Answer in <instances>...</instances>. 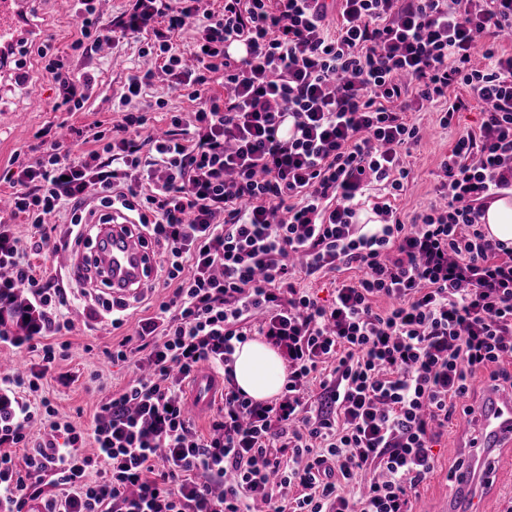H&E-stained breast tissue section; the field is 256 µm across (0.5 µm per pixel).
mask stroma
Segmentation results:
<instances>
[{
  "label": "stroma",
  "mask_w": 512,
  "mask_h": 512,
  "mask_svg": "<svg viewBox=\"0 0 512 512\" xmlns=\"http://www.w3.org/2000/svg\"><path fill=\"white\" fill-rule=\"evenodd\" d=\"M34 22L51 33V40L60 51H69L76 30L65 10L64 0H38ZM140 45L128 41L115 52L85 56V66L100 71L102 84L95 98L79 112L56 108L53 84L38 69L36 53H29L26 72L28 81L21 87L0 90V174L10 168L14 158L31 159L36 144L35 134L44 127L91 126L100 122L111 125L112 102L128 75L142 67ZM479 108L458 115L451 127H442L437 108L409 113L422 139L409 159L408 189L399 203L405 219L428 210L438 200L439 166L459 133L476 128L480 122ZM174 284L160 279L149 280L140 300L131 302L123 326L112 328L110 322L76 320L65 341L66 349L57 357L53 369L44 380L42 394L59 417L78 429L90 430L99 400L107 394L124 389L135 378L132 363L114 362L107 353L113 344L131 335L142 318L153 315L159 304L169 300ZM472 424L462 411H455L434 448L435 468L419 486L413 500L414 512H442L448 496V477L465 461L462 448Z\"/></svg>",
  "instance_id": "1"
}]
</instances>
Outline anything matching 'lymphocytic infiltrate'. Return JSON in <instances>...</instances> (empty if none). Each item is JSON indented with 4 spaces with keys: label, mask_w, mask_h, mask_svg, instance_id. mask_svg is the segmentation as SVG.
Segmentation results:
<instances>
[{
    "label": "lymphocytic infiltrate",
    "mask_w": 512,
    "mask_h": 512,
    "mask_svg": "<svg viewBox=\"0 0 512 512\" xmlns=\"http://www.w3.org/2000/svg\"><path fill=\"white\" fill-rule=\"evenodd\" d=\"M200 3L132 0L110 25L98 0H67L73 53L141 38L153 65L128 77L112 127L71 128L79 154L44 139L10 173L12 212L39 238L0 220V343L40 363L0 376V512H413L455 399L481 371L512 385L500 368L512 248L481 224L485 200L512 190V53L478 48L512 34V0H338L333 29L321 0ZM187 29L184 54L172 40ZM39 55L58 106L83 110L98 73L48 43ZM159 74L196 108L144 137L140 103ZM461 86L467 97L452 96ZM438 101L442 126L474 101L483 119L440 164L441 204L407 224L393 201L421 139L408 115ZM91 192L137 213L161 250L157 277L178 286L113 349L143 373L100 400L85 432L39 395L81 301L28 253L80 245ZM366 209L376 223H361ZM61 212L69 225L50 237L45 219ZM352 267L361 278L327 304L294 282ZM255 331L288 353L272 402L234 383L236 347ZM204 365L224 376L207 438L183 391ZM38 420L48 432L34 440Z\"/></svg>",
    "instance_id": "obj_1"
}]
</instances>
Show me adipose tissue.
I'll return each instance as SVG.
<instances>
[{"instance_id": "ef3b65f1", "label": "adipose tissue", "mask_w": 512, "mask_h": 512, "mask_svg": "<svg viewBox=\"0 0 512 512\" xmlns=\"http://www.w3.org/2000/svg\"><path fill=\"white\" fill-rule=\"evenodd\" d=\"M287 370L276 348L261 340H250L237 348L234 381L253 400L277 397L285 384Z\"/></svg>"}]
</instances>
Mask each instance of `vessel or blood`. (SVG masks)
Wrapping results in <instances>:
<instances>
[{"mask_svg": "<svg viewBox=\"0 0 512 512\" xmlns=\"http://www.w3.org/2000/svg\"><path fill=\"white\" fill-rule=\"evenodd\" d=\"M29 9V0H0L1 78L19 79L18 56L39 37L29 23ZM88 236L95 245L93 259L88 262L78 257L70 261L71 277L78 282L92 279L101 294L113 299L136 296L156 258L131 219L112 210L103 211L91 219ZM223 388V377L200 369L184 398L188 412L194 416L206 414ZM472 415L474 429L467 442L469 460L451 475L448 512H473L479 482H501L496 454L504 442H512V392L489 390Z\"/></svg>", "mask_w": 512, "mask_h": 512, "instance_id": "obj_1", "label": "vessel or blood"}]
</instances>
